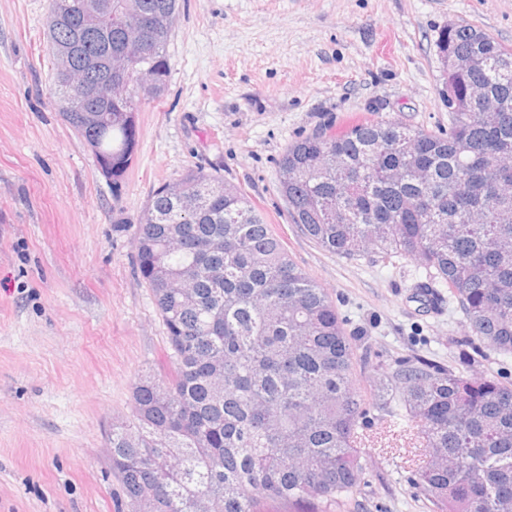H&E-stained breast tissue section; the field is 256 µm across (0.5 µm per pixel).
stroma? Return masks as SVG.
Here are the masks:
<instances>
[{"label":"stroma","mask_w":512,"mask_h":512,"mask_svg":"<svg viewBox=\"0 0 512 512\" xmlns=\"http://www.w3.org/2000/svg\"><path fill=\"white\" fill-rule=\"evenodd\" d=\"M49 0H0V512H128L113 422L163 379L166 329L135 268L137 218L187 169L239 188L336 306L361 393L395 359L512 382V357L473 341L457 303L422 304L403 258L324 251L278 191L289 144L366 121L448 128L434 41L471 24L512 47V0H179L167 89L144 100L120 193L57 112ZM344 512H431L412 481L422 448L363 447Z\"/></svg>","instance_id":"35a3bbf8"}]
</instances>
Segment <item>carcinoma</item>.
Here are the masks:
<instances>
[{
    "instance_id": "carcinoma-1",
    "label": "carcinoma",
    "mask_w": 512,
    "mask_h": 512,
    "mask_svg": "<svg viewBox=\"0 0 512 512\" xmlns=\"http://www.w3.org/2000/svg\"><path fill=\"white\" fill-rule=\"evenodd\" d=\"M158 21L130 78L163 95L170 64L169 20L179 0H131ZM69 0H49L52 57L72 46L76 65L120 51L133 19L85 35ZM445 86L468 98L474 83L500 100L488 121L480 104L449 112L448 132L397 121L356 124L302 138L280 161V192L301 231L324 250L383 263L410 257L448 290L470 334L512 355V50L471 25H448L435 41ZM480 60L456 73L451 56ZM58 111L108 165L119 190L134 162L135 106L111 102L104 75L60 86ZM112 124L82 111L87 86ZM184 193L204 207L184 216L160 186L135 236L136 270L151 289L167 333L165 383L133 391L130 422L112 425V470L129 506L152 512H331L354 498L365 470L358 421L366 399L352 380L354 345L336 307L288 257L263 216L218 173L188 169ZM370 391L382 415L405 421L428 460L416 485L433 512H512V384L473 377L421 358H401Z\"/></svg>"
}]
</instances>
